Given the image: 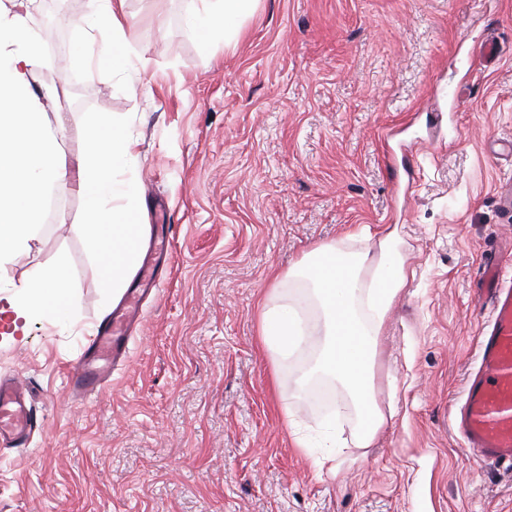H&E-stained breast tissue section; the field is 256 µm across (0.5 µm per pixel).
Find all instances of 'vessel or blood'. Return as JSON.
<instances>
[{"mask_svg":"<svg viewBox=\"0 0 512 512\" xmlns=\"http://www.w3.org/2000/svg\"><path fill=\"white\" fill-rule=\"evenodd\" d=\"M503 256L488 254L481 288L489 320L477 338L475 365L463 396L451 409V423L464 447L485 461L512 467V284L501 272ZM139 298L129 294L100 323L85 355L68 374V387L79 397L100 391L126 355L128 332L138 315ZM29 382L19 375L0 377V441L25 446L38 427L29 401Z\"/></svg>","mask_w":512,"mask_h":512,"instance_id":"b4317fda","label":"vessel or blood"}]
</instances>
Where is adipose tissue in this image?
<instances>
[{
	"instance_id": "adipose-tissue-1",
	"label": "adipose tissue",
	"mask_w": 512,
	"mask_h": 512,
	"mask_svg": "<svg viewBox=\"0 0 512 512\" xmlns=\"http://www.w3.org/2000/svg\"><path fill=\"white\" fill-rule=\"evenodd\" d=\"M254 0H199L184 17L185 29L200 38L238 34V22ZM32 0H0V258L23 251L31 239L44 187L64 178L56 139L44 121L42 101L32 97L30 79L42 60V40L28 24ZM124 0H91L80 29L100 31L99 55L122 69ZM132 160V141L121 123L102 116L91 125L80 172L85 215L81 233L99 257L104 293L119 295L136 265L143 227L138 206L118 207L130 193L119 175ZM373 240L372 248L353 251L348 241ZM400 243L393 233L372 236L359 226L347 239L311 248L287 274L276 276L261 302L259 330L266 348L287 357L289 343L322 346L320 367L342 386L343 404L357 416L355 445L372 447L394 417L375 398V363L389 314L406 285ZM305 289V300L291 298L287 285ZM72 285L64 264L30 272L8 304L16 319L34 314L52 318L68 306Z\"/></svg>"
}]
</instances>
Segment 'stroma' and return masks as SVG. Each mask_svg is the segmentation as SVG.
Wrapping results in <instances>:
<instances>
[{"mask_svg": "<svg viewBox=\"0 0 512 512\" xmlns=\"http://www.w3.org/2000/svg\"><path fill=\"white\" fill-rule=\"evenodd\" d=\"M192 6L125 0L121 71L83 63L63 17L31 80L67 176L55 224L0 264V306L61 256L72 306L0 336V377L25 374L42 421L0 446V512H512V469L464 451L449 418L490 314L482 259L512 246V0H254L237 39L206 46L182 28ZM101 113L133 140L121 179L171 251L124 365L74 403L68 372L116 305L79 231ZM359 224L397 231L408 267L376 367L398 416L366 449L344 416L328 461L257 303Z\"/></svg>", "mask_w": 512, "mask_h": 512, "instance_id": "1", "label": "stroma"}]
</instances>
